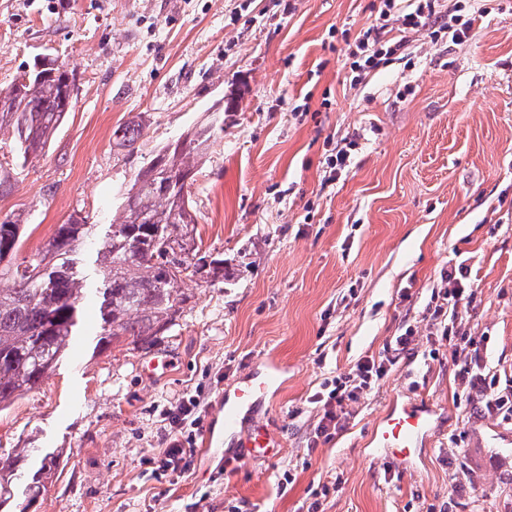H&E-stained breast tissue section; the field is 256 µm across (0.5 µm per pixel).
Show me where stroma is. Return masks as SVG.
<instances>
[{
	"label": "stroma",
	"instance_id": "obj_1",
	"mask_svg": "<svg viewBox=\"0 0 512 512\" xmlns=\"http://www.w3.org/2000/svg\"><path fill=\"white\" fill-rule=\"evenodd\" d=\"M380 0H0V87L48 55L78 91L45 150L0 191V220L26 225L23 253L78 217L107 226L136 171L228 100L224 134L189 191L193 238L224 274L191 298L154 350L76 344L39 390L0 412V454L32 449L57 468L34 512H512V417L483 416L422 324L445 270L468 267L462 311L500 385L512 386V0H439L396 54L359 81L348 49ZM469 24L461 41L439 24ZM140 126L134 150L114 132ZM357 141L341 177L326 159ZM416 326L415 358L310 447L308 401ZM437 357H429L431 349ZM169 363L152 376L154 354ZM280 368L252 417L282 446L240 459L224 434V389ZM198 396L224 446L181 477L147 474L165 448L160 408ZM427 398L435 433L407 472L371 456L393 401ZM292 482L280 494L283 471Z\"/></svg>",
	"mask_w": 512,
	"mask_h": 512
}]
</instances>
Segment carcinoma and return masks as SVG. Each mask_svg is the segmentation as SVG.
<instances>
[{
	"label": "carcinoma",
	"instance_id": "obj_1",
	"mask_svg": "<svg viewBox=\"0 0 512 512\" xmlns=\"http://www.w3.org/2000/svg\"><path fill=\"white\" fill-rule=\"evenodd\" d=\"M74 75L53 63L42 64L40 80L0 88V130L11 131L16 162L25 167L52 140L65 116ZM215 132L201 124L166 145L134 176L122 206L96 250L99 324L96 352L124 341L154 346L174 325L190 299L186 281L208 283L224 261L200 254L188 227L196 215L185 180L208 154ZM93 225L72 217L56 225L43 246L19 257L25 225L0 222V410L38 390L52 374L76 336L87 296L86 260L79 246L93 237ZM32 449L0 456V509L28 512L44 488L53 464L26 474L25 495L18 500L14 479Z\"/></svg>",
	"mask_w": 512,
	"mask_h": 512
}]
</instances>
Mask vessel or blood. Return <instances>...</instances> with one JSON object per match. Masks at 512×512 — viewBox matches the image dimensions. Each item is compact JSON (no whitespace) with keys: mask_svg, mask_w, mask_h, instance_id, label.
Masks as SVG:
<instances>
[{"mask_svg":"<svg viewBox=\"0 0 512 512\" xmlns=\"http://www.w3.org/2000/svg\"><path fill=\"white\" fill-rule=\"evenodd\" d=\"M277 377L278 368L271 364L264 373L249 376L224 393V431L241 437L243 456L269 455L280 445L279 439L262 426L245 436L240 433L243 415L262 400ZM435 413L432 403L424 398L392 404L371 435L374 454L395 468L410 467L432 431Z\"/></svg>","mask_w":512,"mask_h":512,"instance_id":"1","label":"vessel or blood"}]
</instances>
